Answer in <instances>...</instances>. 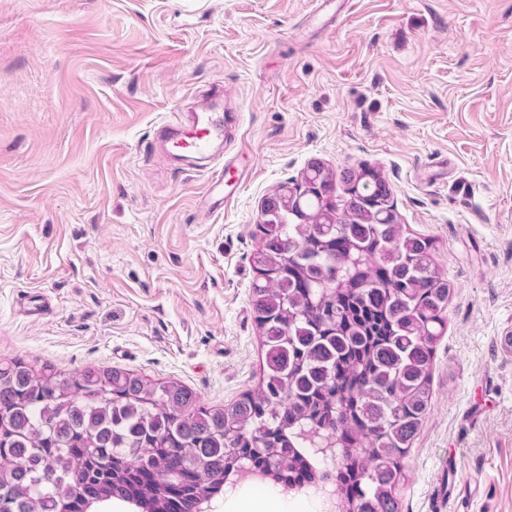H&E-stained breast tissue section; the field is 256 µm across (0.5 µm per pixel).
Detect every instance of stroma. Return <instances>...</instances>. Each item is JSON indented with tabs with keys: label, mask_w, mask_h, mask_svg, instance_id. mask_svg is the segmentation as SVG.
Returning a JSON list of instances; mask_svg holds the SVG:
<instances>
[{
	"label": "stroma",
	"mask_w": 512,
	"mask_h": 512,
	"mask_svg": "<svg viewBox=\"0 0 512 512\" xmlns=\"http://www.w3.org/2000/svg\"><path fill=\"white\" fill-rule=\"evenodd\" d=\"M224 96L251 173L154 128ZM379 169L451 286L400 512H512V0H0V361L253 390L261 206L311 161ZM246 156L245 152H241L236 157L224 161L221 168H215L212 171L210 182L208 184L205 195L201 198L198 204V211L200 214L208 216L211 215L215 210L224 206L232 196L234 195L239 183L231 185L224 182V166L235 167V164ZM226 187L230 189H226Z\"/></svg>",
	"instance_id": "35a3bbf8"
}]
</instances>
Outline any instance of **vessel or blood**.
<instances>
[{
	"label": "vessel or blood",
	"instance_id": "vessel-or-blood-1",
	"mask_svg": "<svg viewBox=\"0 0 512 512\" xmlns=\"http://www.w3.org/2000/svg\"><path fill=\"white\" fill-rule=\"evenodd\" d=\"M223 139L224 105L218 98L201 111L174 113L154 130L155 144L164 146L168 158L179 164L212 158L214 145ZM232 196V190L224 182L223 169H215L198 210L202 215H211Z\"/></svg>",
	"mask_w": 512,
	"mask_h": 512
}]
</instances>
